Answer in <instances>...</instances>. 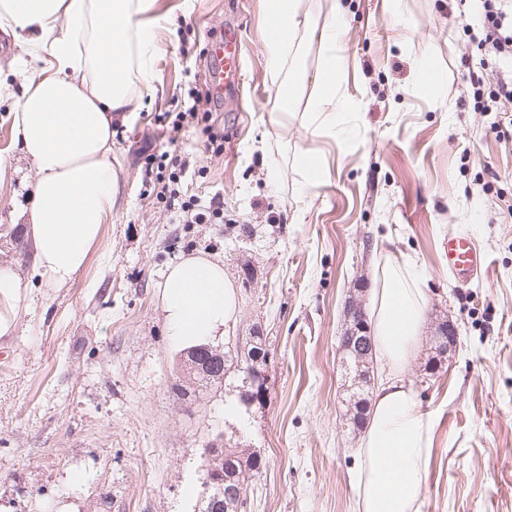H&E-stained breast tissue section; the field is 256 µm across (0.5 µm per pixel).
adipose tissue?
Returning <instances> with one entry per match:
<instances>
[{
  "mask_svg": "<svg viewBox=\"0 0 512 512\" xmlns=\"http://www.w3.org/2000/svg\"><path fill=\"white\" fill-rule=\"evenodd\" d=\"M156 0H0V28L25 30L34 68L13 102L15 141L35 170L27 233L33 265L47 285L72 282L86 267L112 216L118 175L112 163L116 115L138 111L155 79V36L145 20ZM276 27L265 43L279 72L299 30L310 29L299 0H262ZM345 11L332 0L319 29L326 49L314 82L310 127L335 124L340 100ZM28 288L0 266V341H11ZM171 343L207 342L234 320L235 291L219 261L192 256L168 267L161 292ZM427 298L409 268L382 271L372 336L382 373L362 440L359 512H420L432 423L403 372L420 340Z\"/></svg>",
  "mask_w": 512,
  "mask_h": 512,
  "instance_id": "ef3b65f1",
  "label": "adipose tissue"
}]
</instances>
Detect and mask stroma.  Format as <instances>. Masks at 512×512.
<instances>
[{"label": "stroma", "mask_w": 512, "mask_h": 512, "mask_svg": "<svg viewBox=\"0 0 512 512\" xmlns=\"http://www.w3.org/2000/svg\"><path fill=\"white\" fill-rule=\"evenodd\" d=\"M336 129L304 118L324 49L299 32L279 74L267 68L261 0H157L156 78L140 112L118 122V195L88 266L51 288L16 249L36 180L12 129V103L31 67L25 32L0 33V265L30 293L14 339L0 347V512H197L209 441L265 458L247 512H358V433L346 424L339 338L349 298L374 305L382 269L421 271L428 310L404 377L418 385L438 322L459 344L428 391L431 454L420 512H512V139L494 115L461 103L468 68L485 55L468 28L475 0H344ZM237 32L239 70L217 101L224 151L182 131L189 167L178 187L224 200L221 224H186L157 203L137 149L165 150L154 123L177 112L222 62L210 31ZM469 66H462V58ZM431 81L422 84L421 71ZM293 116L283 125L274 116ZM320 174L305 183L299 153ZM471 239L486 274L458 287L449 237ZM219 260L238 304L217 341L266 337L267 398L245 418L224 398L191 403L173 390L183 352L166 334V270L184 257Z\"/></svg>", "instance_id": "stroma-1"}]
</instances>
